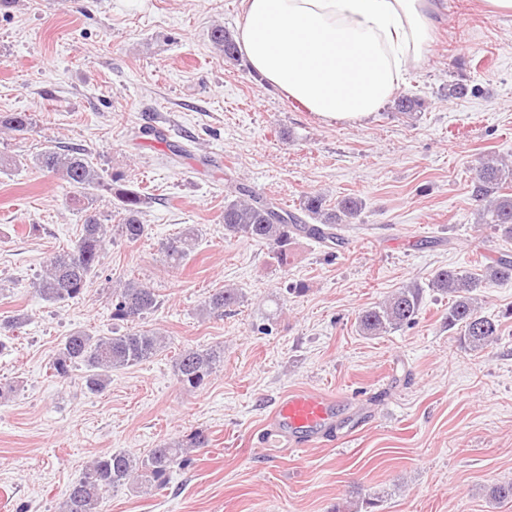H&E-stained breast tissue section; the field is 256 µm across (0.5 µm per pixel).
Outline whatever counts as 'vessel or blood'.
<instances>
[{"label":"vessel or blood","instance_id":"1","mask_svg":"<svg viewBox=\"0 0 512 512\" xmlns=\"http://www.w3.org/2000/svg\"><path fill=\"white\" fill-rule=\"evenodd\" d=\"M347 402L317 390H295L281 396L268 417L259 445L263 448H309L333 438L336 419Z\"/></svg>","mask_w":512,"mask_h":512}]
</instances>
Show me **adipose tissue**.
<instances>
[{"label": "adipose tissue", "mask_w": 512, "mask_h": 512, "mask_svg": "<svg viewBox=\"0 0 512 512\" xmlns=\"http://www.w3.org/2000/svg\"><path fill=\"white\" fill-rule=\"evenodd\" d=\"M250 70L322 122L359 123L431 46L435 0H242Z\"/></svg>", "instance_id": "ef3b65f1"}]
</instances>
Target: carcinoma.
Segmentation results:
<instances>
[{"label": "carcinoma", "instance_id": "1", "mask_svg": "<svg viewBox=\"0 0 512 512\" xmlns=\"http://www.w3.org/2000/svg\"><path fill=\"white\" fill-rule=\"evenodd\" d=\"M224 58L234 61L238 50L230 32L219 26L211 33ZM394 109L412 115L421 109V100L404 94L394 102ZM33 128V118L26 112L0 113V134L23 135ZM35 166L55 173L77 189L79 210L85 213L81 234L69 248L52 254L35 282V291L47 302L61 304L82 298L91 277L98 274L106 242L117 234L130 243L142 239L147 225L142 220L148 199L127 186L104 182L97 167L84 150L48 145L33 158ZM512 164L493 157L482 158L475 167L472 194L479 203L478 220L512 239ZM108 191L117 201L118 223L103 224L89 213V205L98 191ZM238 196L224 201L221 219L224 235L246 238L271 247L273 255L285 264L288 246L297 235L313 236L324 243L340 245L338 227L351 223L363 201L349 196L335 205L326 203L321 193H310L300 201L301 214L286 211L271 200L257 197L242 187ZM197 234L188 228L162 244L163 261L172 271L183 267L194 251ZM512 280V260L497 258L484 273L476 275L454 269H441L433 277L431 287L448 294V327L460 329V341L471 350H481L495 343L501 324L496 317L483 314L475 304L472 292L491 284ZM241 299L237 288H219L209 295L202 311L212 313L236 305ZM422 303L421 289L406 286L375 305L362 310L357 317L360 330L368 336H381L412 323ZM112 319L130 324L125 332L112 336H93L76 331L52 356L53 374L65 382L73 368L84 367L83 381L90 393H102L111 381L112 372L147 361L167 347L166 337L157 331L140 330L131 324L143 319L158 307L154 289L129 279L112 289ZM224 362L221 347L188 346L177 353L173 368L180 385L195 391L206 385L212 373ZM209 437L195 430L184 439L166 442L152 448L144 457H134L122 450L93 457L85 465L82 476L71 486L62 512H103L106 494L122 486H130L142 494H150L167 484L176 468L190 461V454L208 447Z\"/></svg>", "mask_w": 512, "mask_h": 512}]
</instances>
